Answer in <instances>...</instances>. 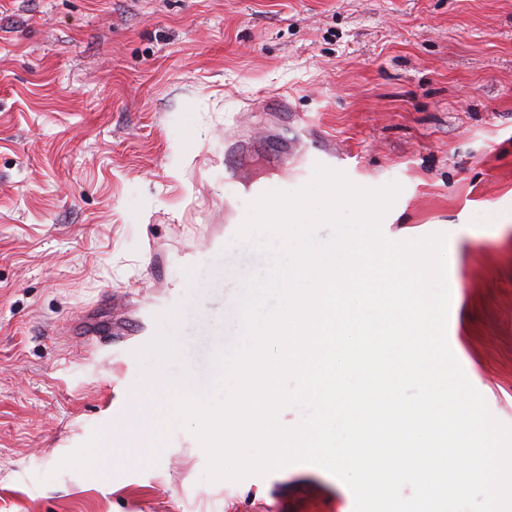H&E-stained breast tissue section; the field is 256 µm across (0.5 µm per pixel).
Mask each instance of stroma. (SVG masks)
Returning a JSON list of instances; mask_svg holds the SVG:
<instances>
[{
    "label": "stroma",
    "mask_w": 512,
    "mask_h": 512,
    "mask_svg": "<svg viewBox=\"0 0 512 512\" xmlns=\"http://www.w3.org/2000/svg\"><path fill=\"white\" fill-rule=\"evenodd\" d=\"M447 233V338L512 425V0H0V512H354L319 466L209 483L194 436L98 480L159 329L203 364L237 293L224 169L315 163ZM54 473L53 481L41 477Z\"/></svg>",
    "instance_id": "stroma-1"
}]
</instances>
